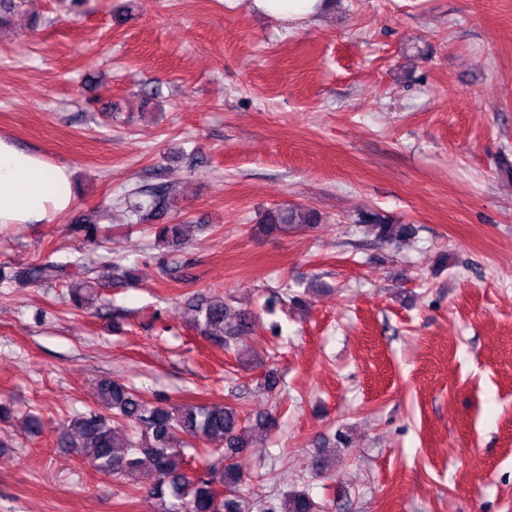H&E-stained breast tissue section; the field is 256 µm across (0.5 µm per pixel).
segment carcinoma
I'll list each match as a JSON object with an SVG mask.
<instances>
[{
    "mask_svg": "<svg viewBox=\"0 0 512 512\" xmlns=\"http://www.w3.org/2000/svg\"><path fill=\"white\" fill-rule=\"evenodd\" d=\"M176 188L162 185L136 198L125 197L123 204L138 224H150L157 241L176 246L182 225L174 222L172 211ZM322 216L296 205L264 212L257 227L265 236L288 232L297 224H320ZM355 223L388 245L411 240L410 224L393 222L375 211L358 214ZM75 271L48 258L17 274L27 283L62 281L68 288L69 302L77 309L92 304L98 290L89 270L74 263ZM193 326L213 345L227 351L235 338L255 326L252 313L231 309L221 297H208L194 306ZM100 408L74 415L66 436L69 446L83 456L97 473L125 479L158 500V512H248L237 489L246 479L241 453L249 447V433L276 427L273 416L253 421L240 407L224 402L167 405L149 400L138 391L106 380L99 388ZM205 440L224 453V470L190 474L195 442ZM279 512H317L316 503L301 491L282 496Z\"/></svg>",
    "mask_w": 512,
    "mask_h": 512,
    "instance_id": "obj_1",
    "label": "carcinoma"
}]
</instances>
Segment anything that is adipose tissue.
<instances>
[{
    "label": "adipose tissue",
    "instance_id": "ef3b65f1",
    "mask_svg": "<svg viewBox=\"0 0 512 512\" xmlns=\"http://www.w3.org/2000/svg\"><path fill=\"white\" fill-rule=\"evenodd\" d=\"M263 13L293 25L319 14L323 0H252ZM75 203L68 166L48 162L0 135V226L42 224Z\"/></svg>",
    "mask_w": 512,
    "mask_h": 512
}]
</instances>
